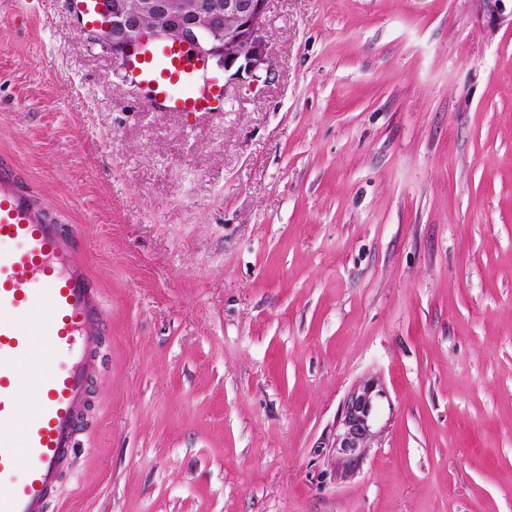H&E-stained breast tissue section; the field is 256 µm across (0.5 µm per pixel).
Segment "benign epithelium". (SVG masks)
I'll return each mask as SVG.
<instances>
[{
    "mask_svg": "<svg viewBox=\"0 0 512 512\" xmlns=\"http://www.w3.org/2000/svg\"><path fill=\"white\" fill-rule=\"evenodd\" d=\"M96 30L107 35L105 45L120 58L148 41L173 43L216 62L230 73L270 71L264 31L269 0H195L185 10L179 0H93ZM382 390L367 380L346 396L330 447L350 470L363 460L377 436L374 430L376 398Z\"/></svg>",
    "mask_w": 512,
    "mask_h": 512,
    "instance_id": "obj_1",
    "label": "benign epithelium"
}]
</instances>
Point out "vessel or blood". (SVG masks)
<instances>
[{"label": "vessel or blood", "mask_w": 512, "mask_h": 512, "mask_svg": "<svg viewBox=\"0 0 512 512\" xmlns=\"http://www.w3.org/2000/svg\"><path fill=\"white\" fill-rule=\"evenodd\" d=\"M119 69L148 111L224 109L216 78L174 45L147 43ZM79 250L0 158V512H44L75 447L104 317ZM31 387L36 401L25 410L19 394Z\"/></svg>", "instance_id": "vessel-or-blood-1"}]
</instances>
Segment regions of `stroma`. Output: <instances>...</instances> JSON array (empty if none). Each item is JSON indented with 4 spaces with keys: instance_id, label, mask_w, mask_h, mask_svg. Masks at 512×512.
<instances>
[{
    "instance_id": "35a3bbf8",
    "label": "stroma",
    "mask_w": 512,
    "mask_h": 512,
    "mask_svg": "<svg viewBox=\"0 0 512 512\" xmlns=\"http://www.w3.org/2000/svg\"><path fill=\"white\" fill-rule=\"evenodd\" d=\"M29 2L0 0V154L105 310L47 512H512V13L270 0L271 74L187 116L76 0ZM382 392L377 382L367 380L351 390L343 402L332 443L328 448H333L337 457L350 470L360 464L367 448H371L377 436L378 432L374 430L375 403Z\"/></svg>"
}]
</instances>
